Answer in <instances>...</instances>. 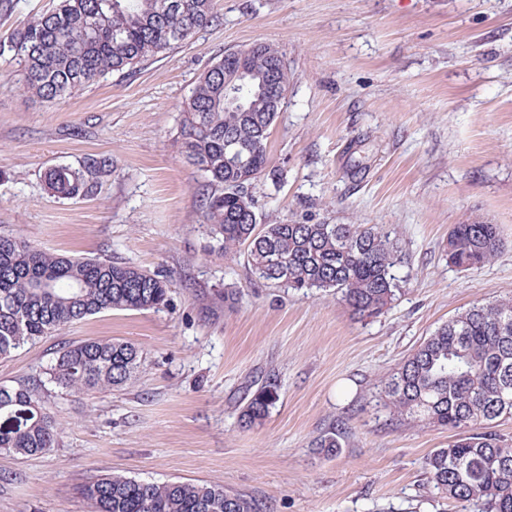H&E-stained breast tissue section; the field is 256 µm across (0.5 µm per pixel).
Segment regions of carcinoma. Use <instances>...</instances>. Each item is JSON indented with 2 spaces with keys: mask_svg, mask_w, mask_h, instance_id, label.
Segmentation results:
<instances>
[{
  "mask_svg": "<svg viewBox=\"0 0 512 512\" xmlns=\"http://www.w3.org/2000/svg\"><path fill=\"white\" fill-rule=\"evenodd\" d=\"M213 0H58L19 29L10 48L21 66L23 92L54 100L109 72H124L184 42L214 21ZM245 64L256 82L288 91L291 75L270 44L246 58L227 50L205 70L184 103L178 142L207 179L204 218L224 252L245 247L251 272L294 290L338 292L360 318L381 314L399 292L400 263L390 234L359 224H261L245 185L266 169L276 113L264 88L246 94L245 109L224 104V75ZM112 175V159L91 156L77 168L44 174L57 197H91ZM500 248L494 224H457L448 263L463 270L490 262ZM171 284L163 276L110 258H74L0 235V358H8L77 321L107 310L159 309ZM139 350L112 340L63 348L49 381L74 394L132 381ZM40 384L0 385V452L45 454L59 424L42 404ZM392 419L456 433L424 466L442 497L482 512H512V444L487 430L512 417V299L474 304L440 325L381 382ZM278 399L275 387L251 395L241 420L262 422ZM91 512H260L258 504L221 487L153 483L107 474L84 487Z\"/></svg>",
  "mask_w": 512,
  "mask_h": 512,
  "instance_id": "cac0c4a2",
  "label": "carcinoma"
}]
</instances>
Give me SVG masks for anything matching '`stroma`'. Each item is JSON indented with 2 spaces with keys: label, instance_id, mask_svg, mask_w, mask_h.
Returning a JSON list of instances; mask_svg holds the SVG:
<instances>
[{
  "label": "stroma",
  "instance_id": "obj_1",
  "mask_svg": "<svg viewBox=\"0 0 512 512\" xmlns=\"http://www.w3.org/2000/svg\"><path fill=\"white\" fill-rule=\"evenodd\" d=\"M56 3L0 0V234L161 271L172 288L166 307L109 310L0 359L13 386L43 380L72 343L142 355L134 381L106 392L46 383L59 446L0 453V512H90L81 487L109 472L219 486L262 512H476L440 498L423 466L452 432L392 422L380 380L457 313L512 298V0H214L216 21L183 44L44 101L20 89L9 46ZM256 43L292 75L268 171L248 187L257 218L388 231L401 290L378 317L259 280L212 237L180 112L225 50ZM92 155L113 164L96 196L47 189L46 170ZM475 219L497 225L501 249L463 271L448 234ZM270 383L267 418L242 425ZM334 430L329 455L316 441Z\"/></svg>",
  "mask_w": 512,
  "mask_h": 512
}]
</instances>
